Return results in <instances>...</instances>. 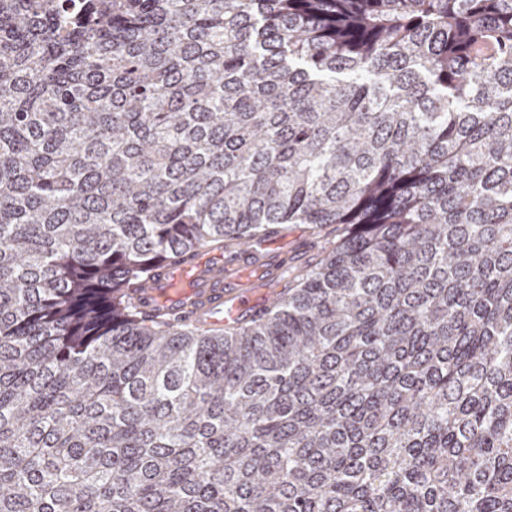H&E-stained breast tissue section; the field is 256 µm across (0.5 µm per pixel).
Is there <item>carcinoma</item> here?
I'll return each mask as SVG.
<instances>
[{
  "label": "carcinoma",
  "mask_w": 512,
  "mask_h": 512,
  "mask_svg": "<svg viewBox=\"0 0 512 512\" xmlns=\"http://www.w3.org/2000/svg\"><path fill=\"white\" fill-rule=\"evenodd\" d=\"M0 512H512V0H0ZM268 250L288 253V259L298 265L311 264L321 258L322 249L311 234L309 224H290L281 235L265 239ZM209 249V248H208ZM202 249L199 258L219 261L224 250ZM261 250L228 255L219 264L205 262L167 267L140 294L146 311L165 305L173 315L224 327L247 321L261 307L264 296L277 291L287 273L285 257Z\"/></svg>",
  "instance_id": "1"
}]
</instances>
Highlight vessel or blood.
I'll return each mask as SVG.
<instances>
[{
    "instance_id": "1",
    "label": "vessel or blood",
    "mask_w": 512,
    "mask_h": 512,
    "mask_svg": "<svg viewBox=\"0 0 512 512\" xmlns=\"http://www.w3.org/2000/svg\"><path fill=\"white\" fill-rule=\"evenodd\" d=\"M287 273L283 257L251 249L225 257L219 264L205 262L159 271L140 294L145 310L166 306L174 315L224 327L247 321L264 296L277 291Z\"/></svg>"
}]
</instances>
